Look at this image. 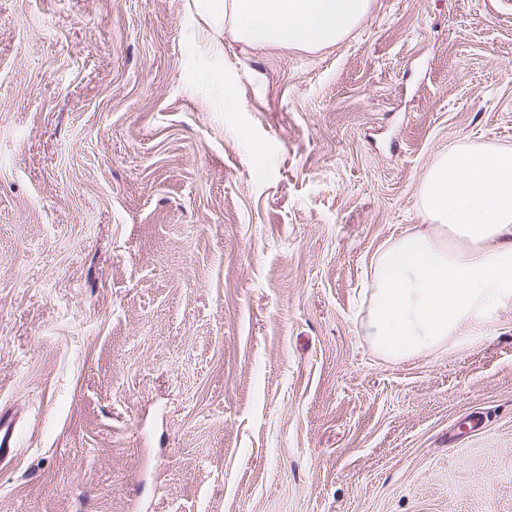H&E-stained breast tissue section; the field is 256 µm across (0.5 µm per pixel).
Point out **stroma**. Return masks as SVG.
<instances>
[{
	"mask_svg": "<svg viewBox=\"0 0 512 512\" xmlns=\"http://www.w3.org/2000/svg\"><path fill=\"white\" fill-rule=\"evenodd\" d=\"M464 143L512 149V0L317 51L0 0V512H512V304L410 360L361 329Z\"/></svg>",
	"mask_w": 512,
	"mask_h": 512,
	"instance_id": "1",
	"label": "stroma"
}]
</instances>
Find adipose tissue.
Segmentation results:
<instances>
[{
	"instance_id": "ef3b65f1",
	"label": "adipose tissue",
	"mask_w": 512,
	"mask_h": 512,
	"mask_svg": "<svg viewBox=\"0 0 512 512\" xmlns=\"http://www.w3.org/2000/svg\"><path fill=\"white\" fill-rule=\"evenodd\" d=\"M211 24L240 41L315 50L341 41L371 0H205ZM428 229L402 234L371 259L363 333L404 360L483 329L512 301V150L461 145L439 155L419 190Z\"/></svg>"
}]
</instances>
